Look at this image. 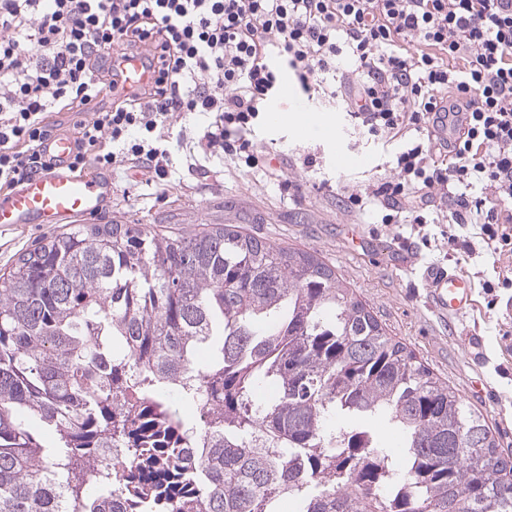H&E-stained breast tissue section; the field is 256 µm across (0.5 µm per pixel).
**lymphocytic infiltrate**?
<instances>
[{
  "label": "lymphocytic infiltrate",
  "instance_id": "f902f5d3",
  "mask_svg": "<svg viewBox=\"0 0 512 512\" xmlns=\"http://www.w3.org/2000/svg\"><path fill=\"white\" fill-rule=\"evenodd\" d=\"M128 48L151 80L96 111L116 82L93 59ZM286 68L308 92L341 73L369 134L408 140L351 210L422 224L436 196L512 251V0H0V191L50 167L48 116L64 110L87 115L79 172L139 167L163 186L169 130L190 114L214 117L195 130L205 156L259 170L249 134Z\"/></svg>",
  "mask_w": 512,
  "mask_h": 512
}]
</instances>
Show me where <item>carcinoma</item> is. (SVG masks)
Listing matches in <instances>:
<instances>
[{"instance_id":"1","label":"carcinoma","mask_w":512,"mask_h":512,"mask_svg":"<svg viewBox=\"0 0 512 512\" xmlns=\"http://www.w3.org/2000/svg\"><path fill=\"white\" fill-rule=\"evenodd\" d=\"M262 384L275 393L258 403ZM172 398L203 404L199 421ZM283 498L512 512V459L334 267L238 225L79 224L0 275V512H276Z\"/></svg>"}]
</instances>
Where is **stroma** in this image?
<instances>
[{
    "label": "stroma",
    "instance_id": "1",
    "mask_svg": "<svg viewBox=\"0 0 512 512\" xmlns=\"http://www.w3.org/2000/svg\"><path fill=\"white\" fill-rule=\"evenodd\" d=\"M306 104L321 126L298 132L292 125L259 124L251 137L272 153L269 167L246 172L227 157L205 159L204 170L188 172L182 130L200 124L197 116L170 131L175 174L164 191L136 182L133 172L114 174L115 192L100 224H147L159 233H193L208 224H237L282 245L320 255L336 267L346 286L365 301L389 336L413 350L441 380L487 418L500 451L512 455V255L491 253L476 224H452L432 207L427 224H380L374 212L350 211L345 196L389 176L403 140L370 135L342 102L305 93L292 84L279 103L292 113ZM66 225H0V273L43 238L66 232ZM413 247L422 263H438L468 275L474 305L456 316L428 304L414 267L397 250ZM481 339L480 355H470L467 339Z\"/></svg>",
    "mask_w": 512,
    "mask_h": 512
}]
</instances>
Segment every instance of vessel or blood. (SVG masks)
<instances>
[{
  "label": "vessel or blood",
  "mask_w": 512,
  "mask_h": 512,
  "mask_svg": "<svg viewBox=\"0 0 512 512\" xmlns=\"http://www.w3.org/2000/svg\"><path fill=\"white\" fill-rule=\"evenodd\" d=\"M109 65L124 77L117 88L121 94L136 92L151 78L150 70L136 55L111 58ZM43 149L52 160L51 167L26 179L11 192L0 193V224L53 227L88 218L100 213L111 195V171L79 176L71 169L75 153L72 135L54 134L45 141ZM421 280L439 307L456 315L470 309L474 285L462 272L433 263L422 267Z\"/></svg>",
  "instance_id": "1"
}]
</instances>
